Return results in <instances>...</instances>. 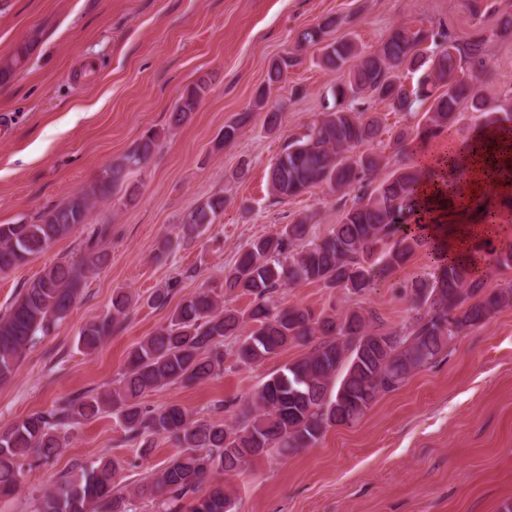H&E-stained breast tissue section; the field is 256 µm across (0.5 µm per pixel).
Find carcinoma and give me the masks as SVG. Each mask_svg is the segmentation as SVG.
Listing matches in <instances>:
<instances>
[{
    "instance_id": "cac0c4a2",
    "label": "carcinoma",
    "mask_w": 512,
    "mask_h": 512,
    "mask_svg": "<svg viewBox=\"0 0 512 512\" xmlns=\"http://www.w3.org/2000/svg\"><path fill=\"white\" fill-rule=\"evenodd\" d=\"M336 19L304 30L293 51L270 65L267 85L256 106L267 109L265 122L273 129L281 116L268 106L271 85L280 82L298 63L306 45L321 46L320 61L338 77L328 90L330 100L320 117L284 147L269 171L277 198L299 195L327 184L338 196L340 219L321 237H310L304 219L287 224L274 236L254 240L224 276L226 291L254 296L255 305L237 312L223 307L217 288L204 287L182 300L167 325L140 341L128 355L127 369L118 385L101 396L72 398L44 412L33 413L0 432V497L17 492L23 461L49 460L68 445L71 429L109 409L123 423L128 438L150 446L164 436L179 448L169 463L136 489L151 499L156 512H232L224 483L216 473L232 475L247 462L284 456L312 448L326 430L358 420L379 397L398 390L416 371L431 367L448 353L449 343L503 307L512 305V284L485 292L483 267L443 256L441 249L403 226L420 223L416 186L426 166L402 168L376 183L382 158L357 153L385 132L382 120L368 111L367 100L385 101L395 112L424 110L415 138L426 141L449 132L462 108L480 113L482 129L508 130L512 103L493 107L477 87L485 72L494 39L512 37V18L506 17L488 35L476 31L462 38L449 27L411 31L393 29L371 53L358 51L349 39L328 40ZM30 47L23 46L0 61V81L22 68ZM423 71L408 89L399 72ZM205 85L184 93L170 115L179 126L197 111ZM158 134L147 131L137 146L99 174L90 188L49 210L38 224H0V273L10 271L86 222L98 201L123 193L134 200L129 176L143 169ZM491 140L484 145L485 162L498 176L512 179V156ZM468 141L448 149L447 162L455 182L468 179L471 153ZM485 186L460 217L472 213L486 223H503L502 209L512 210ZM225 199L215 194L183 217L186 237L201 233L224 211ZM109 227L89 238L76 260L59 261L30 281L20 297L0 313V384L10 381L24 352L50 334L81 295L88 275L104 265L108 254L100 243ZM428 253V269L405 285L409 313L399 329L388 327L373 310L352 309L343 316L314 315L296 306L281 307L273 294L281 288L320 283L353 295L383 287L418 251ZM498 268H512V232L499 244L480 249ZM130 296L112 298V312L88 323L79 337L81 348L95 351L120 327ZM252 324L242 338L238 358L254 365L296 342H313L304 356L271 374L238 410L232 424L217 418H197L177 405L142 406L152 391L178 383L202 381L224 363V338L238 336L243 323ZM117 464L94 461L78 468L36 498V512H132V501L113 492Z\"/></svg>"
}]
</instances>
